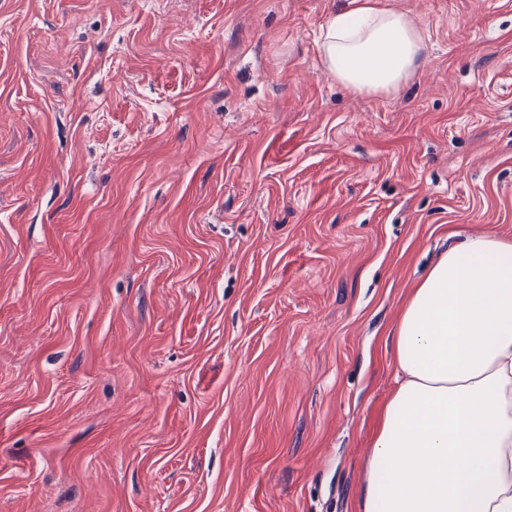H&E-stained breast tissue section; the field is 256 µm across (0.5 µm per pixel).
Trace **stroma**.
<instances>
[{
    "label": "stroma",
    "instance_id": "35a3bbf8",
    "mask_svg": "<svg viewBox=\"0 0 512 512\" xmlns=\"http://www.w3.org/2000/svg\"><path fill=\"white\" fill-rule=\"evenodd\" d=\"M0 0V512H353L398 316L512 242V0ZM324 25L320 51L328 72L360 93L396 91L424 51L420 29L383 0H351Z\"/></svg>",
    "mask_w": 512,
    "mask_h": 512
}]
</instances>
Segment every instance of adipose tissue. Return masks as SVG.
I'll return each instance as SVG.
<instances>
[{"label":"adipose tissue","mask_w":512,"mask_h":512,"mask_svg":"<svg viewBox=\"0 0 512 512\" xmlns=\"http://www.w3.org/2000/svg\"><path fill=\"white\" fill-rule=\"evenodd\" d=\"M320 51L338 82L386 94L415 73L424 41L384 0H352ZM355 510L512 512L511 243L466 238L415 288Z\"/></svg>","instance_id":"adipose-tissue-1"}]
</instances>
